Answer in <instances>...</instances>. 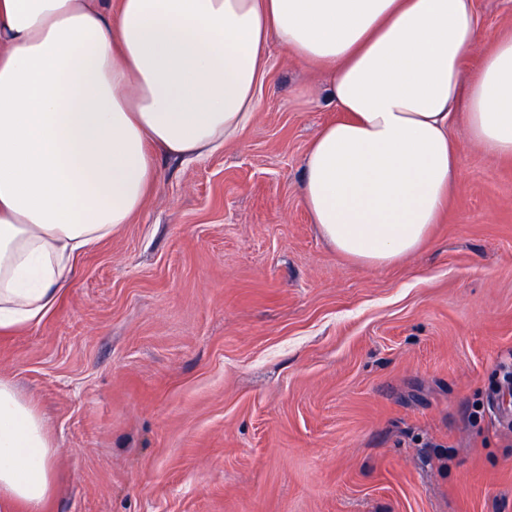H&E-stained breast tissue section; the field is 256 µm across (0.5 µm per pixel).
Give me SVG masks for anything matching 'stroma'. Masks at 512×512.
Wrapping results in <instances>:
<instances>
[{
  "label": "stroma",
  "mask_w": 512,
  "mask_h": 512,
  "mask_svg": "<svg viewBox=\"0 0 512 512\" xmlns=\"http://www.w3.org/2000/svg\"><path fill=\"white\" fill-rule=\"evenodd\" d=\"M478 65L512 0H473ZM253 122L163 157L130 223L57 308L0 334V377L56 446L45 512H512V159L462 124L448 205L381 268L328 245L302 159L337 119L327 73L278 44Z\"/></svg>",
  "instance_id": "stroma-1"
}]
</instances>
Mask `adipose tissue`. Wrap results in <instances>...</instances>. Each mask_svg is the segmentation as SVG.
Returning a JSON list of instances; mask_svg holds the SVG:
<instances>
[{"label":"adipose tissue","instance_id":"ef3b65f1","mask_svg":"<svg viewBox=\"0 0 512 512\" xmlns=\"http://www.w3.org/2000/svg\"><path fill=\"white\" fill-rule=\"evenodd\" d=\"M479 39L473 0H0V329L55 308L77 257L142 209L159 156L237 138L273 41L329 74L341 113L305 155L312 222L367 266L411 254L458 177L453 117L512 157V36L464 72ZM54 458L0 378V512H44Z\"/></svg>","mask_w":512,"mask_h":512}]
</instances>
